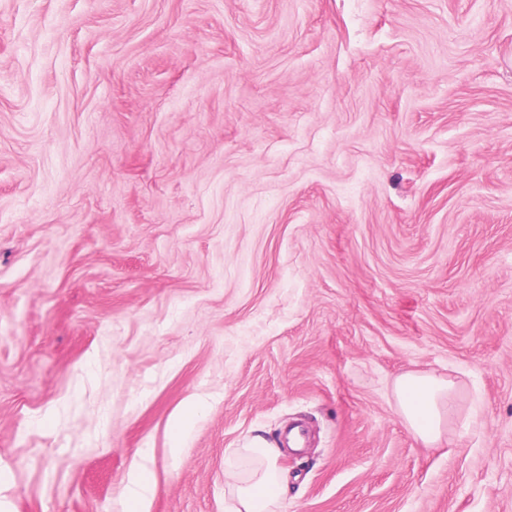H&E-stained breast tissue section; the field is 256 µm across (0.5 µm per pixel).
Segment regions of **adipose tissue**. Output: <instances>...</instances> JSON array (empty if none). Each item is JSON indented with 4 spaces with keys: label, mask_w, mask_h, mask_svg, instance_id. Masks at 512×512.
<instances>
[{
    "label": "adipose tissue",
    "mask_w": 512,
    "mask_h": 512,
    "mask_svg": "<svg viewBox=\"0 0 512 512\" xmlns=\"http://www.w3.org/2000/svg\"><path fill=\"white\" fill-rule=\"evenodd\" d=\"M392 393L414 437L427 447L439 444L454 410V382L433 373L408 372L396 378ZM243 449L250 467L235 461L224 471L233 512H281L288 487L278 464V449L258 434L246 437Z\"/></svg>",
    "instance_id": "obj_1"
}]
</instances>
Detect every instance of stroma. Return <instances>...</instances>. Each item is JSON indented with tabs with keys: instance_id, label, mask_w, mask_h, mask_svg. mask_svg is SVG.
<instances>
[{
	"instance_id": "obj_1",
	"label": "stroma",
	"mask_w": 512,
	"mask_h": 512,
	"mask_svg": "<svg viewBox=\"0 0 512 512\" xmlns=\"http://www.w3.org/2000/svg\"><path fill=\"white\" fill-rule=\"evenodd\" d=\"M251 433L284 512H512V0H0V512H229ZM392 393L414 437L426 447L439 444L454 410L455 383L434 373L408 372L396 378ZM155 486L145 477V467L134 470L126 487V496L136 511L148 512L147 505L155 495Z\"/></svg>"
}]
</instances>
